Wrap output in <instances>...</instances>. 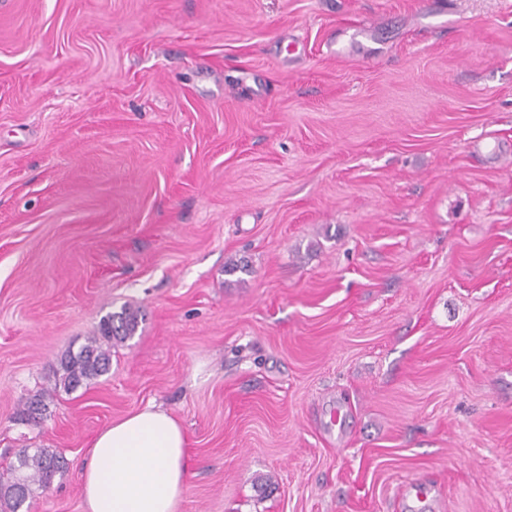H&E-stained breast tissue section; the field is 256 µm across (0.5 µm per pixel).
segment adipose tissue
Instances as JSON below:
<instances>
[{"label":"adipose tissue","mask_w":512,"mask_h":512,"mask_svg":"<svg viewBox=\"0 0 512 512\" xmlns=\"http://www.w3.org/2000/svg\"><path fill=\"white\" fill-rule=\"evenodd\" d=\"M188 439L165 409L148 406L96 435L82 474L87 512H178Z\"/></svg>","instance_id":"1"}]
</instances>
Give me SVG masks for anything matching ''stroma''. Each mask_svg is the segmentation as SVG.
<instances>
[{"mask_svg":"<svg viewBox=\"0 0 512 512\" xmlns=\"http://www.w3.org/2000/svg\"><path fill=\"white\" fill-rule=\"evenodd\" d=\"M150 404L178 512H512V0H0V474ZM139 326V310L123 307L104 317L97 332L87 339L78 352H67L61 359L60 385L74 391L85 382L110 370L113 343H121L135 334ZM106 345V347H104Z\"/></svg>","mask_w":512,"mask_h":512,"instance_id":"1","label":"stroma"}]
</instances>
